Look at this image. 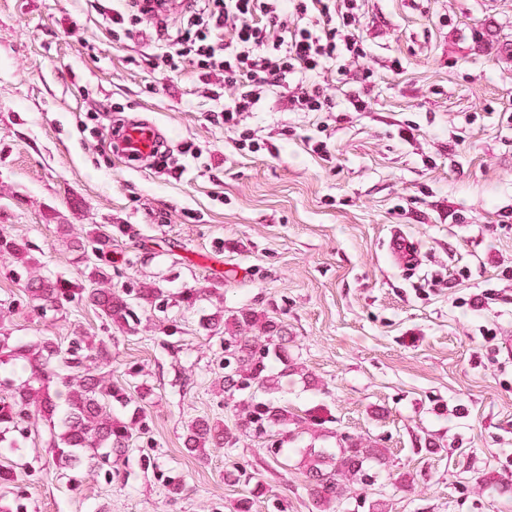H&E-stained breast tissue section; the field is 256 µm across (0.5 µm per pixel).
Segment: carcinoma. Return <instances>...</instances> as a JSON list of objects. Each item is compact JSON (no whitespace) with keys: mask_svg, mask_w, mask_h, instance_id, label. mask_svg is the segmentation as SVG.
Masks as SVG:
<instances>
[{"mask_svg":"<svg viewBox=\"0 0 512 512\" xmlns=\"http://www.w3.org/2000/svg\"><path fill=\"white\" fill-rule=\"evenodd\" d=\"M69 238V247L84 263L83 279L71 282L38 271L30 257L27 241L0 235V254L11 256L26 268L24 283L27 303L40 315L56 312L65 304L83 302L109 324L124 333L135 331L139 312L166 311L164 289L144 288L133 294L123 289L103 288L110 274L97 264L110 237L90 228L69 237V225H57ZM209 333L224 334V395L238 412L236 431L208 418L190 422L184 447L191 455L206 460L211 454L233 448L240 436L269 438L267 454L276 460L284 439L301 428L311 433L327 431L331 419L324 408L314 407L299 415L288 409L281 377L298 370L297 358L288 349V336L281 324L253 308L230 315L215 313L203 319ZM112 360V352L87 336H77L64 347L43 336L35 342L0 336V449L25 447L33 435L41 436L52 449L57 466L72 474L73 486L95 477L105 466L118 464L132 439V425L141 420L129 388L112 384L98 368ZM21 366L28 376L15 377ZM306 478L313 512H336L346 508L350 486L372 485L377 475L373 465L386 466V449L372 441L342 435L336 448H307L299 461ZM236 482L262 490L259 473L237 468L226 474ZM482 485L505 494L512 485L494 474H485ZM0 489L12 490L13 500L0 503V512H24L23 491L12 464L0 463Z\"/></svg>","mask_w":512,"mask_h":512,"instance_id":"1","label":"carcinoma"}]
</instances>
